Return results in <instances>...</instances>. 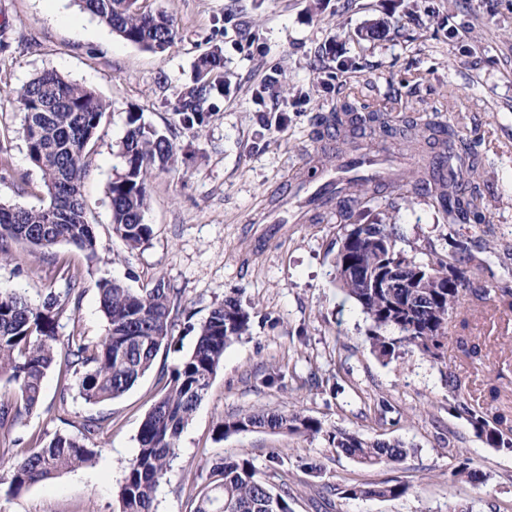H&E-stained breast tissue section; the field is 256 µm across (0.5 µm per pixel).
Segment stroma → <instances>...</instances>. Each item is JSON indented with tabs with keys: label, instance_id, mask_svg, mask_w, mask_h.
I'll list each match as a JSON object with an SVG mask.
<instances>
[{
	"label": "stroma",
	"instance_id": "1",
	"mask_svg": "<svg viewBox=\"0 0 512 512\" xmlns=\"http://www.w3.org/2000/svg\"><path fill=\"white\" fill-rule=\"evenodd\" d=\"M176 27L164 53L117 36L76 0H0V84L18 87L45 71L92 89L106 102L86 155V218L98 258L71 246L43 255L17 245L0 265V291L41 303L48 290L64 307L56 332L99 341L107 332L98 283L118 279L138 290L164 281L177 299L171 348L123 396L84 401L75 375L51 367L40 405L0 448L41 445L58 435L85 442L93 466L65 471L12 494L0 468V512H119V489L138 450L140 425L171 371L194 348L199 324L230 295L251 314L249 335L233 342L184 428L154 512H189L221 459L247 454L273 489L291 488L293 512H316L325 488H336L331 512H512V431L488 443L472 424L512 407V309L477 300V285L512 287V0H139ZM221 48L224 94L205 125L175 123L178 93L198 59ZM276 78L275 95L264 93ZM375 112L392 135L365 130L327 138L345 105ZM171 128L176 170L152 176L144 220L150 239L130 250L112 233L109 185L129 113ZM23 114L0 98V203L39 207L48 200L41 170L28 156ZM432 126L462 142L474 160L468 181L481 205L463 224L449 223L427 194L412 192L421 170H402L393 192L360 194L346 217L279 224L278 191L314 149L328 155L375 148L405 156L429 152L418 129ZM359 224H395L397 248L417 262L473 259L448 321L439 357L422 354L389 331L391 356L373 352L370 320L336 279V254ZM81 276L82 295L66 294ZM479 343L466 357L457 338ZM456 388H449V379ZM300 411L318 434L253 429L219 438L229 417ZM111 422L86 435L88 417ZM343 429L402 441L400 464L365 467L329 444ZM461 449L485 477L451 479L450 449ZM390 481L408 484L395 499L347 497L343 488Z\"/></svg>",
	"mask_w": 512,
	"mask_h": 512
}]
</instances>
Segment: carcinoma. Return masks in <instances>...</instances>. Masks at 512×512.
Masks as SVG:
<instances>
[{
    "label": "carcinoma",
    "instance_id": "1",
    "mask_svg": "<svg viewBox=\"0 0 512 512\" xmlns=\"http://www.w3.org/2000/svg\"><path fill=\"white\" fill-rule=\"evenodd\" d=\"M81 6L109 26L125 41L151 52H164L176 39L173 20L162 10L145 11L139 0H80ZM224 57L216 48L199 58L193 78L178 97L175 115L187 127L203 126L212 108L211 100L224 94ZM7 95L24 113L30 138L26 145L31 161L42 172L49 202L39 208L0 203V263L15 259L12 245L26 244L50 252L67 244L97 256L93 228L85 218L81 186L86 174L85 148L96 135L106 105L89 88L70 82L54 71H45L26 84L6 89ZM122 172L112 180L109 197L112 231L128 248L134 249L151 237L152 227L144 222L148 205V180L153 172L169 171L178 161L177 146L171 136L129 114L128 128L119 152ZM454 224L478 209L479 194L459 195L450 191L441 196ZM365 232L396 245L399 232L394 224H368ZM352 255L365 269L379 268L376 252L360 241ZM432 273L423 288H389L369 292L356 279H343L340 287L373 323L368 336L371 349L388 357L394 343L379 330L392 326L402 340L436 358L448 340V311L454 309L460 290L470 286L461 270L448 279V262L437 259L426 264L412 263ZM100 307L108 329L94 345L73 333L62 340L55 324L63 307L54 291L33 305L25 296L0 292V378L13 384L8 394H0V430L12 428L41 401L43 380L54 365L78 374L77 388L85 401L103 403L122 396L148 371L161 349L171 345V313L175 300L163 281L134 292L122 282L103 279L98 283ZM251 317L234 296L214 307L198 328L192 353L174 367L162 393L145 415L139 432V448L121 486V512H153L154 493L168 472L177 441L203 399L211 377L233 341L249 334ZM486 440L502 438L500 425L512 416L499 414L491 427L483 416L470 412ZM268 428L289 433L318 434L321 424L300 411L246 413L217 425L224 438L239 430ZM328 442L357 463L374 467L402 463L411 453L399 440L367 439L337 429L328 433ZM94 452L79 441L55 436L47 445L34 448H3L0 464L10 459L9 491L18 492L52 475L90 466ZM451 476L472 484H482V474L460 459ZM406 484L381 482L344 490L350 497L394 498L407 494ZM222 499V512H293L290 491H273L259 476L252 461L239 455L212 465L209 482L198 493L191 512H210V505Z\"/></svg>",
    "mask_w": 512,
    "mask_h": 512
}]
</instances>
